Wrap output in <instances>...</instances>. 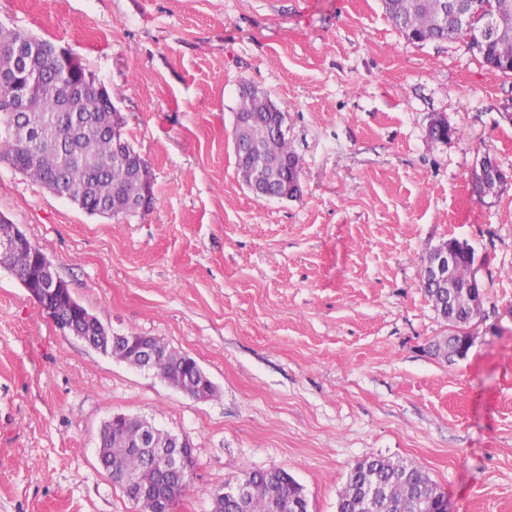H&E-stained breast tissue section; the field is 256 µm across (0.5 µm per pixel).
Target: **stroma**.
I'll use <instances>...</instances> for the list:
<instances>
[{"mask_svg":"<svg viewBox=\"0 0 512 512\" xmlns=\"http://www.w3.org/2000/svg\"><path fill=\"white\" fill-rule=\"evenodd\" d=\"M1 25L107 86L155 202L91 215L0 161V217L105 326L164 338L216 393L90 348L0 268V512H141L98 462L115 414L188 438L174 512H212L228 477L270 467L336 512L373 458L422 467L448 512H512V76L465 40L408 41L380 0H0ZM244 83L287 116L296 199L240 177ZM485 155L509 179L496 198L471 182ZM451 238L485 295L473 347L447 359L420 280Z\"/></svg>","mask_w":512,"mask_h":512,"instance_id":"1","label":"stroma"}]
</instances>
